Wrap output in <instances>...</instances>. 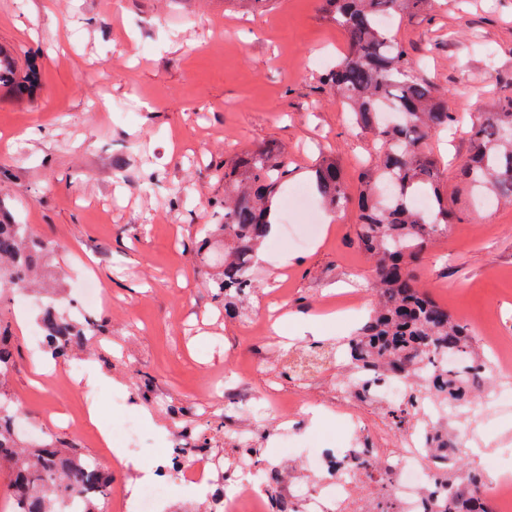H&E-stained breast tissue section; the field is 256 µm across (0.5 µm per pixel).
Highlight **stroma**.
Instances as JSON below:
<instances>
[{
  "mask_svg": "<svg viewBox=\"0 0 512 512\" xmlns=\"http://www.w3.org/2000/svg\"><path fill=\"white\" fill-rule=\"evenodd\" d=\"M392 33L456 109L493 111L512 90V0H438ZM346 46L321 0H263L252 10L228 0H0V48L16 71L33 61L40 69L32 95L0 87V223L28 225L57 245L49 268L63 287L89 274L111 294V307L93 315L104 331L92 356L56 367L102 375L104 390L125 397L145 427L143 456L184 431L209 438L228 466L233 429L244 424L275 462L287 434L303 448L350 438L334 395L343 369L331 353L358 321L320 314L351 293L376 301L356 203L337 216L315 202L324 229L307 247L278 233L266 239L254 265L260 287L231 317L204 288L210 268L196 256L203 225L224 221V163L242 152L280 146L288 188L308 190L313 165L335 156L359 192L377 145L323 81ZM429 147L458 221L429 247L419 282L468 323L477 346L487 345L486 315L512 338V205L483 208L458 178L466 130ZM264 315L279 332L256 335ZM35 324L32 314L12 319L15 366L1 389L41 433L98 455L94 425L75 428L84 387L57 379L49 392L41 382ZM314 344L330 356L309 385L285 377L284 350ZM238 359L256 364L254 397L290 396L313 413L250 418L234 409L212 427L199 401ZM455 426L467 436L468 467L496 455L512 464V409L492 405L476 421L464 411Z\"/></svg>",
  "mask_w": 512,
  "mask_h": 512,
  "instance_id": "stroma-1",
  "label": "stroma"
}]
</instances>
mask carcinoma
I'll return each instance as SVG.
<instances>
[{"label":"carcinoma","mask_w":512,"mask_h":512,"mask_svg":"<svg viewBox=\"0 0 512 512\" xmlns=\"http://www.w3.org/2000/svg\"><path fill=\"white\" fill-rule=\"evenodd\" d=\"M325 18L348 37L343 58L326 81L347 110L351 123L380 143L375 163L359 173V240L372 264V288L378 301L365 324L345 343L354 372L402 381L407 398L387 411L408 430L422 421L424 403L451 413L465 406L485 385L489 363L474 345L468 324L421 288V254L436 237L448 233L456 214L442 189L440 162L428 149L437 133L464 127L470 153L460 161L465 183L496 204L512 203V93L499 97L497 111L472 116L448 104L446 94L416 75L409 49L397 41L380 18L427 14L436 0H323ZM288 160L273 146L250 150L224 162V223L210 230L197 255L224 243V269L204 287L234 314L256 288L253 258L268 235L270 203L288 180ZM322 202L339 211L351 199L337 159L327 156L314 170ZM425 196L430 210L414 205ZM56 244L36 238L26 224L0 227V302L30 287L43 257ZM45 350L61 358L96 337L101 325L77 323L53 304L39 314ZM283 373L304 380L320 368L325 356L315 350L284 354ZM9 324L0 319V379L14 367ZM11 400L0 393V466L8 468L11 512H61L59 504L82 502L80 512H100L99 500L110 480L98 462L58 438L25 444L13 425ZM465 453L437 459L467 473L445 512H493L478 493L482 472L464 464ZM378 463L362 455L356 470L369 480Z\"/></svg>","instance_id":"carcinoma-1"}]
</instances>
